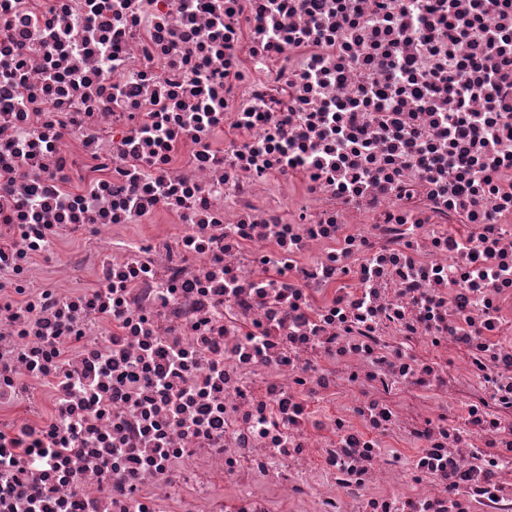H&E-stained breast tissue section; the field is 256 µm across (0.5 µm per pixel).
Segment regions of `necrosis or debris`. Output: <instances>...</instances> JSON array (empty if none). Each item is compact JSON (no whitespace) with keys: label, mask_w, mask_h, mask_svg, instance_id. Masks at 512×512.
Segmentation results:
<instances>
[{"label":"necrosis or debris","mask_w":512,"mask_h":512,"mask_svg":"<svg viewBox=\"0 0 512 512\" xmlns=\"http://www.w3.org/2000/svg\"><path fill=\"white\" fill-rule=\"evenodd\" d=\"M0 512H512V0H0Z\"/></svg>","instance_id":"4bbe7bcc"}]
</instances>
